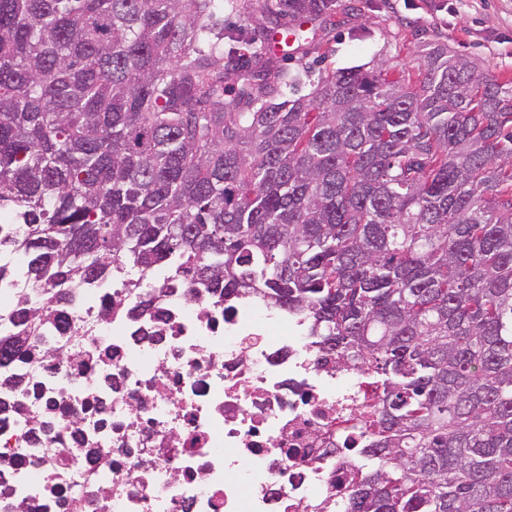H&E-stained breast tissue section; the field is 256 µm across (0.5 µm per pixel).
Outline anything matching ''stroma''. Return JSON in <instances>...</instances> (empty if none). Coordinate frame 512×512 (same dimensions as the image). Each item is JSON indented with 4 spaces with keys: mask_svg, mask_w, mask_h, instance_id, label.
I'll list each match as a JSON object with an SVG mask.
<instances>
[{
    "mask_svg": "<svg viewBox=\"0 0 512 512\" xmlns=\"http://www.w3.org/2000/svg\"><path fill=\"white\" fill-rule=\"evenodd\" d=\"M435 40L512 85V0H336L330 16L305 23L283 59L316 74L382 60L415 71Z\"/></svg>",
    "mask_w": 512,
    "mask_h": 512,
    "instance_id": "stroma-1",
    "label": "stroma"
}]
</instances>
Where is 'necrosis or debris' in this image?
<instances>
[{
  "instance_id": "4bbe7bcc",
  "label": "necrosis or debris",
  "mask_w": 512,
  "mask_h": 512,
  "mask_svg": "<svg viewBox=\"0 0 512 512\" xmlns=\"http://www.w3.org/2000/svg\"><path fill=\"white\" fill-rule=\"evenodd\" d=\"M0 246V335L38 292ZM69 286L59 355L0 366V512H341L369 391L281 308L166 283Z\"/></svg>"
}]
</instances>
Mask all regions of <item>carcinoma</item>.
<instances>
[{
	"label": "carcinoma",
	"mask_w": 512,
	"mask_h": 512,
	"mask_svg": "<svg viewBox=\"0 0 512 512\" xmlns=\"http://www.w3.org/2000/svg\"><path fill=\"white\" fill-rule=\"evenodd\" d=\"M307 79L224 0H0V243L49 299L121 261L300 314L371 383L345 512H512V88L439 41ZM267 26L273 25L264 15L248 16L224 7V36H231L233 39L254 37L258 48H268L265 38Z\"/></svg>",
	"instance_id": "carcinoma-1"
}]
</instances>
